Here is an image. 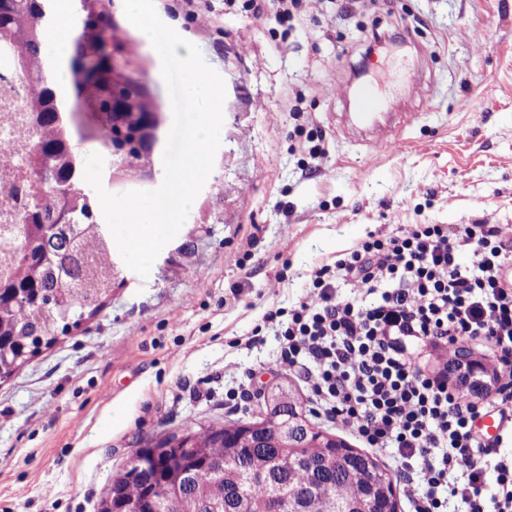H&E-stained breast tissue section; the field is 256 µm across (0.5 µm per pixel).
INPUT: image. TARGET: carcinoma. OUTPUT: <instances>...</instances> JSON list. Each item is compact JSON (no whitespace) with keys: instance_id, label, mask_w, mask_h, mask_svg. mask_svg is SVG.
<instances>
[{"instance_id":"1","label":"carcinoma","mask_w":512,"mask_h":512,"mask_svg":"<svg viewBox=\"0 0 512 512\" xmlns=\"http://www.w3.org/2000/svg\"><path fill=\"white\" fill-rule=\"evenodd\" d=\"M56 0H0V43L8 44L21 67L34 74L36 92L31 111L41 133L28 167L34 175L36 192L26 206L15 238L8 247L10 271L0 275V380L9 378L42 347L57 340V332L78 325L84 315H93L112 288L114 254L112 235L96 219L95 197L83 179L79 145L102 142L113 164L120 167L124 158L112 154V134L118 127L140 131L144 144L147 131L157 126L156 113L143 92L126 112H113L107 97L112 94V78H126L121 69H112L101 35L117 40L112 18L103 0H74L71 8L82 23L70 52L73 107L58 81L54 65L42 53L50 29ZM97 57L103 74L91 78L76 66L82 58ZM99 100V116L87 121L79 102ZM69 198L68 223L57 222L60 194ZM266 412L276 415L289 407H300L292 390L279 387L265 400ZM257 418L192 424L182 432L150 440L138 457V466L151 472L155 487L148 489L129 477L123 469L102 488L98 512H113L112 507L133 499L146 503L145 512L161 509L164 490L175 471L182 472L179 512H211L209 506L224 505L231 488L241 483L243 492L239 512H272L275 484L307 488L311 512L316 505L336 501L355 502L366 491V477L373 473L386 481L389 498H394L393 483L374 457L354 448L340 449L343 466L339 472L321 476L313 465L330 452L328 448H297L293 458L280 448L254 447L255 432L247 425ZM194 438L205 453L174 465L168 459L153 458L152 449L164 448L178 438Z\"/></svg>"}]
</instances>
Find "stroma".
<instances>
[{
	"label": "stroma",
	"instance_id": "stroma-1",
	"mask_svg": "<svg viewBox=\"0 0 512 512\" xmlns=\"http://www.w3.org/2000/svg\"><path fill=\"white\" fill-rule=\"evenodd\" d=\"M226 87L213 171L148 276L119 264L103 307L0 381V512H98L136 449L200 422L258 413L278 342L247 344L311 272L397 224H498L512 234V0H155ZM115 54L159 126L112 193L154 190L173 116L161 59L126 20ZM397 67L384 109L398 149L352 129L346 89ZM250 399L231 408L228 390ZM354 448L360 439L310 410Z\"/></svg>",
	"mask_w": 512,
	"mask_h": 512
}]
</instances>
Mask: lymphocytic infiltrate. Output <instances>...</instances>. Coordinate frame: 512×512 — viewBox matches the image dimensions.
<instances>
[{
	"label": "lymphocytic infiltrate",
	"instance_id": "f902f5d3",
	"mask_svg": "<svg viewBox=\"0 0 512 512\" xmlns=\"http://www.w3.org/2000/svg\"><path fill=\"white\" fill-rule=\"evenodd\" d=\"M512 237L497 224H401L316 268L307 296L289 312L269 311L276 368L304 383L329 421L369 448L394 449L412 512H512V458L484 441L474 423L485 409L512 439ZM358 284L352 297L342 283ZM478 340L501 386L478 407L449 385L447 367L424 373L420 350ZM496 491L487 494V471Z\"/></svg>",
	"mask_w": 512,
	"mask_h": 512
}]
</instances>
